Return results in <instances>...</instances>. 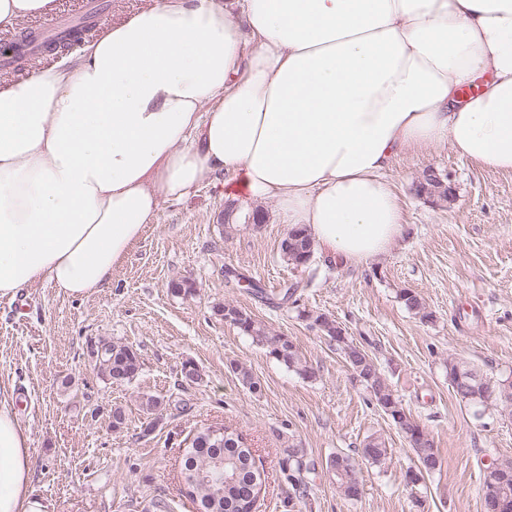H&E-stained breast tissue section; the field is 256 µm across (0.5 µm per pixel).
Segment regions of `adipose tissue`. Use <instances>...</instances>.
<instances>
[{
    "label": "adipose tissue",
    "instance_id": "ef3b65f1",
    "mask_svg": "<svg viewBox=\"0 0 512 512\" xmlns=\"http://www.w3.org/2000/svg\"><path fill=\"white\" fill-rule=\"evenodd\" d=\"M512 170V0H149L0 85V298L82 297L167 200L275 204L332 260L402 236L409 147ZM0 396V512H45Z\"/></svg>",
    "mask_w": 512,
    "mask_h": 512
}]
</instances>
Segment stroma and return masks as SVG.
<instances>
[{"mask_svg": "<svg viewBox=\"0 0 512 512\" xmlns=\"http://www.w3.org/2000/svg\"><path fill=\"white\" fill-rule=\"evenodd\" d=\"M87 0H56L50 18L19 24L0 51L51 21H79ZM436 169L454 189L452 204L417 195L414 180ZM406 227L378 259L355 268L322 254L295 266L280 243L288 226L270 203L238 209L219 190L201 187L166 202L109 287L70 296L42 281L0 300V392L15 395L30 435L33 490L48 512H199L181 492L180 462L193 435L208 426L243 433L263 469L257 512H484L482 475L512 459V412L463 404L448 380V361L469 362L495 381H512V171H493L449 147L404 150L387 172ZM262 214L254 224V214ZM194 280L188 296L169 283ZM296 292L288 303L285 288ZM418 294L432 312L420 320L402 303ZM230 303L289 336L314 373L305 379L215 315ZM323 314L373 358L404 408L425 428L442 465L417 485L406 482L415 457L341 351L314 325ZM132 346L137 377L112 383L92 355L102 343ZM200 372L182 377L185 363ZM247 369L257 389L244 385ZM160 398L151 434L141 401ZM125 421L112 426V411ZM371 437L385 459L363 461ZM301 449L311 468L295 485L283 466ZM349 455L362 494L347 500L329 462Z\"/></svg>", "mask_w": 512, "mask_h": 512, "instance_id": "stroma-1", "label": "stroma"}]
</instances>
